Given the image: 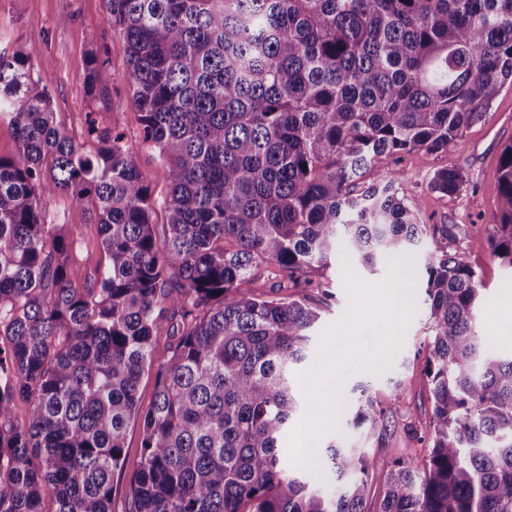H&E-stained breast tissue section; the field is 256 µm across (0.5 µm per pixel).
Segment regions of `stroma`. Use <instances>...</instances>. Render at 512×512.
<instances>
[{
  "instance_id": "stroma-1",
  "label": "stroma",
  "mask_w": 512,
  "mask_h": 512,
  "mask_svg": "<svg viewBox=\"0 0 512 512\" xmlns=\"http://www.w3.org/2000/svg\"><path fill=\"white\" fill-rule=\"evenodd\" d=\"M31 42L40 45L46 58L45 63L37 65L35 75L53 97L58 123L79 141L84 138L88 120H96L103 127L119 125L128 141L136 146V162L153 198L163 200L170 187L167 170L141 142L139 114L123 80L125 44L108 22L105 0H0V51L11 52ZM100 51L106 52L110 59L107 83L112 98L106 110L88 94L86 84L90 59ZM509 144H512V89L506 88L492 101L487 119L469 128L448 150L438 153L415 150L404 154L399 163L407 194L421 201L423 223L463 225L460 248L477 270L485 298L479 329L484 335L496 337L495 348L505 358L512 356V341L506 339L507 334H512V268L492 256L478 227L491 223L499 214V159ZM445 168L463 169L468 185L460 195L445 196L430 191L434 173ZM44 207L48 223L82 232L68 268L72 283L82 285L90 272L86 254L100 251L90 207L66 194L53 196ZM424 256V250L417 249L409 259L399 263L401 274L409 282L414 307L401 350L393 352L391 364L384 366L381 374L355 372L342 382L345 403L356 401V387L364 384L377 407L390 408L391 414L387 430L380 437L348 426L346 415H339L336 438L386 461L410 447L422 451V437L428 432L431 403L425 372L429 338L423 288ZM345 269L342 258L336 257L328 268L312 272L314 281L325 283L328 295H321L313 288L294 291L295 296L306 298L321 311L299 372L314 367L323 333L342 319L350 305ZM141 443L140 424L130 425L125 466L114 477L113 512H128L127 493L138 472Z\"/></svg>"
}]
</instances>
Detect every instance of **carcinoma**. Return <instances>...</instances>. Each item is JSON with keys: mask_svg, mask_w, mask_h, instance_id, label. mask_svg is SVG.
Here are the masks:
<instances>
[{"mask_svg": "<svg viewBox=\"0 0 512 512\" xmlns=\"http://www.w3.org/2000/svg\"><path fill=\"white\" fill-rule=\"evenodd\" d=\"M124 41V80L141 137L166 167L167 230L134 147L88 121L76 142L56 123L45 62L31 43L0 51V512H112L130 424H142L128 512H370L369 471L385 469L376 512H512V357L478 327L480 280L458 224H424L380 157L448 149L512 86V0H106ZM110 60L88 80L102 101ZM502 210L481 232L512 267V144L499 166ZM462 170L430 188L460 194ZM91 205L104 259L81 288L68 275L76 236L44 202ZM427 246L431 424L425 459L382 462L342 441L319 453L321 491L288 467L281 442L298 408L292 375L317 308L266 300L322 288L310 271L341 248L369 268ZM175 337L138 388L154 340ZM349 424L387 426L365 385ZM29 406L24 419L16 401ZM170 339L167 336L157 337L152 352V370L142 377L139 388V404L141 414H145L152 406L155 392V372L165 365L171 356Z\"/></svg>", "mask_w": 512, "mask_h": 512, "instance_id": "obj_1", "label": "carcinoma"}]
</instances>
